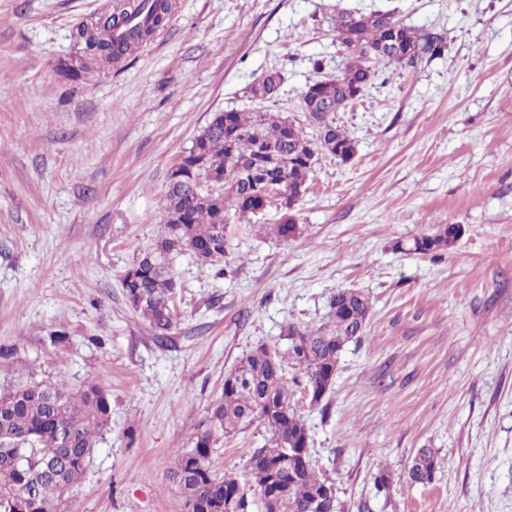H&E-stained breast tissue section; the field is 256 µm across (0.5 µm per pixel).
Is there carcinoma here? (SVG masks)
Here are the masks:
<instances>
[{
    "mask_svg": "<svg viewBox=\"0 0 512 512\" xmlns=\"http://www.w3.org/2000/svg\"><path fill=\"white\" fill-rule=\"evenodd\" d=\"M171 0H115L111 8L78 30L83 55L77 66L60 73L77 79L89 65L120 61L168 21ZM336 32L348 51V64L336 78H323L301 94L300 108L318 128L317 141L307 139L296 118L279 112L218 111L170 170L163 234L122 278L125 298L164 340L175 324L176 280L171 256L188 251L201 266L217 268L226 254L224 213L242 217L288 196L276 234L288 241L300 233L290 212L307 192L319 152L341 163L356 153V144L328 113L341 112L359 99L381 73L415 64L428 52L440 51V40L421 35L388 12H341ZM282 85L279 73H267L251 88L252 97L272 100ZM456 240L450 226H440L394 243L396 251L436 254ZM330 321L314 330L288 326L286 350L264 346L243 358L224 379L219 398L198 426L192 448L175 454L170 474L205 512L215 500L233 497L229 512H247L246 494L236 477L218 475L212 457L218 439L259 423L266 442L250 457L251 482L260 490L265 512H308V506L330 484L316 475L309 458V434L291 408L284 363L300 369L311 401L330 389L346 343L363 333L369 298L354 289H339L329 304ZM111 420L106 391L90 382L73 394L63 387L37 384L0 391V512H55V501L85 472L97 435ZM69 435L67 441L60 433ZM437 457L419 449L408 480H433Z\"/></svg>",
    "mask_w": 512,
    "mask_h": 512,
    "instance_id": "1",
    "label": "carcinoma"
}]
</instances>
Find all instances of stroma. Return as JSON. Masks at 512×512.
I'll list each match as a JSON object with an SVG mask.
<instances>
[{
  "mask_svg": "<svg viewBox=\"0 0 512 512\" xmlns=\"http://www.w3.org/2000/svg\"><path fill=\"white\" fill-rule=\"evenodd\" d=\"M108 2L0 0V391L94 381L112 407L56 512H184L171 456L225 375L284 349L289 324H325L344 288L369 298L364 333L320 403L300 387L291 402L338 512H512V0H173L149 41L64 81L78 25ZM342 9L390 12L442 51L335 114L356 153L319 154L300 235L273 234L280 211H229L223 276L175 255L177 321L157 342L121 279L161 232L171 167L214 112L300 117L307 85L345 70ZM271 70L278 97L253 98ZM448 224L447 252L393 248ZM264 435L213 450L248 512H264L248 477ZM422 448L438 460L425 485L406 479Z\"/></svg>",
  "mask_w": 512,
  "mask_h": 512,
  "instance_id": "35a3bbf8",
  "label": "stroma"
}]
</instances>
